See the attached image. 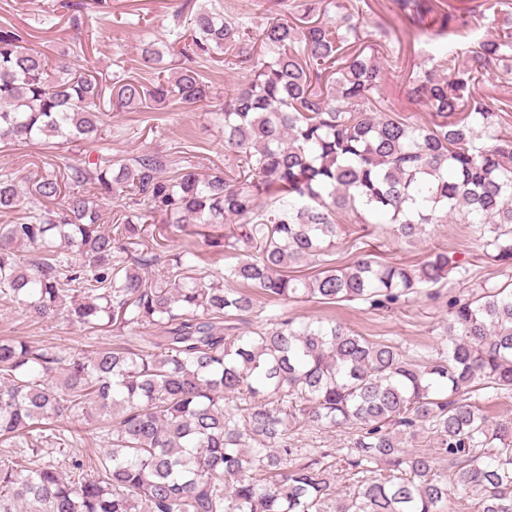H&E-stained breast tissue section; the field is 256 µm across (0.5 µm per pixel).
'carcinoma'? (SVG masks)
Instances as JSON below:
<instances>
[{
	"label": "carcinoma",
	"mask_w": 512,
	"mask_h": 512,
	"mask_svg": "<svg viewBox=\"0 0 512 512\" xmlns=\"http://www.w3.org/2000/svg\"><path fill=\"white\" fill-rule=\"evenodd\" d=\"M429 40L460 36L430 68L365 45L358 7L334 0L336 20L313 4L260 0L268 19L250 31L201 0L177 18L175 35L138 47L151 80L102 85L66 58L32 46L0 23V143L94 140L103 106L145 112L211 99L203 66L244 70L215 109L231 163L199 174L159 153L72 164L61 158L20 188L0 174V305L48 321L63 314L85 330L158 335L90 354L0 337V512H447L448 484L477 498L473 512H512V423H491L472 400L512 392V283L453 300L448 348L413 360L397 346L338 323L283 319L249 326L253 294L272 301L392 305L464 267L438 249L417 266L369 254L309 276L293 264L325 262L340 224H388L413 242L426 226L478 224L484 256L512 267V96L480 91L493 68L512 71V18L502 0H392ZM492 14L494 32L473 43L468 17ZM389 77L430 112L427 123L388 113ZM98 196L135 208L106 226ZM67 192L63 208L47 203ZM220 226L214 247L240 259L212 280L193 276L198 252L182 247L167 274L146 269L169 252L165 237L137 225ZM35 255L16 254L20 246ZM98 422L100 456L67 461L72 477L44 461L68 445L64 421ZM352 425L338 449L357 474L344 494L333 464L298 455L288 431ZM433 435L435 449L413 443ZM388 475L369 477L371 465ZM96 476L85 479L86 469Z\"/></svg>",
	"instance_id": "1"
}]
</instances>
